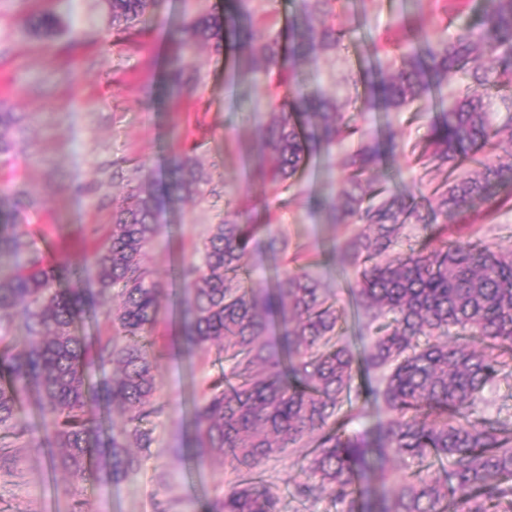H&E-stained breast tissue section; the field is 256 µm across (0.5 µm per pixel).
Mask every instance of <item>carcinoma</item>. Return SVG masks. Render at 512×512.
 <instances>
[{
    "mask_svg": "<svg viewBox=\"0 0 512 512\" xmlns=\"http://www.w3.org/2000/svg\"><path fill=\"white\" fill-rule=\"evenodd\" d=\"M155 0H108L112 29L127 33L146 22ZM252 0H235L234 15L209 13L186 23L177 43L185 48L224 41L235 17H249ZM340 0H302L290 24L292 46L280 34L242 30L251 72L293 81L309 54L337 51L346 32L333 19ZM28 28L55 37L51 12ZM467 83L429 123L415 163L446 180L424 200L437 221L404 246L403 230L419 222V203L370 178L387 156L401 151L394 135L370 133L345 112L337 97L297 92L269 96L258 127L259 153L252 176L269 192L225 206L224 221L202 242V261L178 271L174 290L183 353L216 349L224 371L196 397L191 438L182 456L228 455L234 478L208 512H283L264 483L263 465L304 448L307 481L298 496H328L342 512H512V430L475 414L504 369L512 371V249H490L472 235L448 239V217L484 205L512 202V0H486L476 29L462 27L448 40L432 37L422 15L406 12L393 36L373 44L365 69L366 102L374 112H403L435 99L448 77ZM482 86L488 95L471 87ZM19 118L0 112V153L12 149ZM344 143L341 178L313 207L344 231H360L337 247L341 267L357 268L354 305L366 326L378 323L365 357L379 373L369 395L387 416L367 441L348 432L360 416L354 388L355 356L342 314L321 279L305 269L304 249L288 254V240L272 222L280 196L312 157ZM213 174L181 154L165 181L141 178L113 214L111 231L94 256L96 292L44 263L23 224L37 205L28 193L0 194V326L22 317L25 342L0 347V463L31 443L17 404L29 391L51 424L55 469L77 482L118 483L136 472L154 443L145 427L166 412L157 401L151 332L159 321L162 285L144 264L160 231L159 216L193 200ZM264 245L281 262L264 288L245 286L248 258ZM119 290L107 313L111 336H83L77 323L96 313L99 299ZM111 369L100 384L91 372ZM122 408L123 426L103 431L98 413ZM414 458L419 468L401 478L396 465ZM448 460L449 479L431 470Z\"/></svg>",
    "mask_w": 512,
    "mask_h": 512,
    "instance_id": "cac0c4a2",
    "label": "carcinoma"
}]
</instances>
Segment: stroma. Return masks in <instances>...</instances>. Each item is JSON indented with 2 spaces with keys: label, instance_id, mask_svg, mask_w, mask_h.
<instances>
[{
  "label": "stroma",
  "instance_id": "1",
  "mask_svg": "<svg viewBox=\"0 0 512 512\" xmlns=\"http://www.w3.org/2000/svg\"><path fill=\"white\" fill-rule=\"evenodd\" d=\"M342 2L336 24L349 29L350 37L338 53L301 62L293 84L282 85L279 93L318 89L338 96L364 125L412 146L424 136L432 112H370L362 85L341 82L343 74L358 72L372 40L386 36L399 2ZM419 5L428 31L450 38L478 20L485 2L419 0ZM252 6V18L240 19V26L284 33L300 12L298 0H253ZM230 7L229 0H155L149 22L123 40L109 25L103 0H0V102L22 116L13 149L0 155V189L28 188L41 195L25 222L46 264L87 271L129 179L164 178L170 159L187 150L211 168L213 189L162 214L161 233L148 247L145 264L163 286H170L177 265L199 263L211 225L224 217L225 200L262 194L248 161L258 155L256 132L266 118L267 88L247 71V50L239 44L229 52L211 46L182 50L170 38L191 17ZM41 11L60 18L63 30L55 38L25 33L28 16ZM173 59L193 78L191 90L178 98L170 96L167 84ZM338 157L334 149L313 158L277 203L275 218L289 246L307 249L313 272L347 308L354 274L336 265L343 233L309 207L339 179ZM375 176L384 186L411 194L422 182L442 179L416 168L406 153L388 159ZM459 229L491 246L512 248V207L489 216L470 213ZM171 311L169 295H162L152 336L159 395L168 411L149 423L155 442L140 469L118 484L75 489L53 469L48 429L28 395L19 409L33 442L22 448L16 467L0 471V512H205L223 495L232 472L228 460L210 457L192 464L177 451L190 433L187 414L194 398L224 362L213 351L189 360L179 356ZM264 469L288 512H341L328 497L305 504L293 498L296 484L305 480L295 454L270 460Z\"/></svg>",
  "mask_w": 512,
  "mask_h": 512
}]
</instances>
